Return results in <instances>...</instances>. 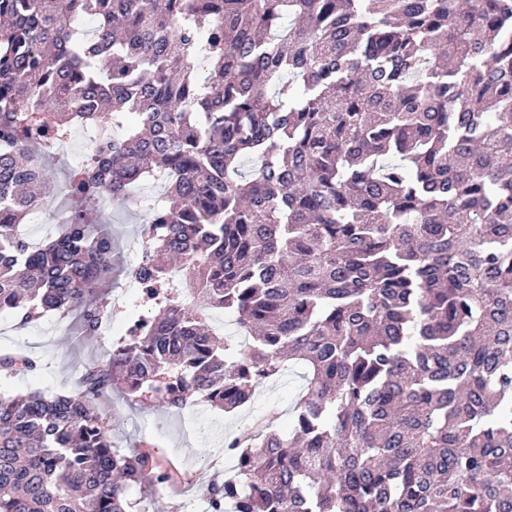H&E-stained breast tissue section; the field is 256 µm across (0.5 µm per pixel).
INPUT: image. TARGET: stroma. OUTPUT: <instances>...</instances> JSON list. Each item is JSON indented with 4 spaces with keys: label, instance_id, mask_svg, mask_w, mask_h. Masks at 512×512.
Here are the masks:
<instances>
[{
    "label": "stroma",
    "instance_id": "1",
    "mask_svg": "<svg viewBox=\"0 0 512 512\" xmlns=\"http://www.w3.org/2000/svg\"><path fill=\"white\" fill-rule=\"evenodd\" d=\"M111 346L108 336L78 338L68 322L56 321L51 314L23 330L6 323L0 326V352L24 350L39 361L42 370L33 377L2 379L0 389L13 394L72 391L88 363ZM301 386L299 369L284 371L260 385L251 404L231 414L202 403L179 412L161 413L129 405L122 397L113 396L105 409L117 421L112 434L116 448L125 454L150 450L161 466L173 473L172 481L163 490L135 485L128 491L129 498L141 502L142 512H193L195 502L205 498L209 481L224 477L225 436L260 417L287 430Z\"/></svg>",
    "mask_w": 512,
    "mask_h": 512
}]
</instances>
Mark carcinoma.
I'll return each mask as SVG.
<instances>
[{
	"instance_id": "1",
	"label": "carcinoma",
	"mask_w": 512,
	"mask_h": 512,
	"mask_svg": "<svg viewBox=\"0 0 512 512\" xmlns=\"http://www.w3.org/2000/svg\"><path fill=\"white\" fill-rule=\"evenodd\" d=\"M0 313L101 336L112 234L142 322L67 395L0 392V512H131L112 393L230 413L285 365L287 433L237 436L212 512H512V0H0ZM79 128L97 143L54 181ZM41 240L20 232L50 194ZM193 279L184 298L171 274ZM213 310L249 341L219 338ZM39 363L0 354L6 377ZM105 221L112 229V236L117 241L116 253L121 256V265L132 261V245L138 238V223L142 217L136 214L112 209L107 205Z\"/></svg>"
}]
</instances>
